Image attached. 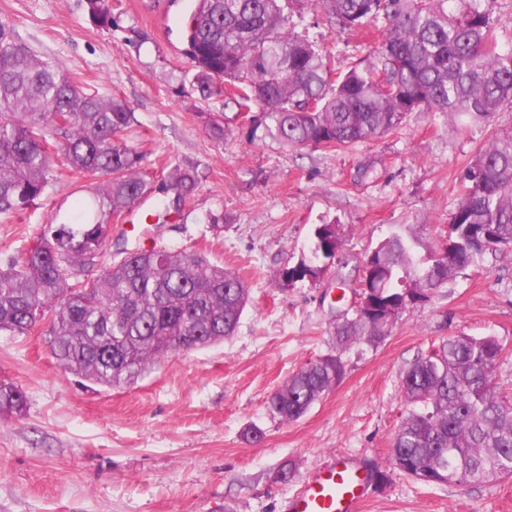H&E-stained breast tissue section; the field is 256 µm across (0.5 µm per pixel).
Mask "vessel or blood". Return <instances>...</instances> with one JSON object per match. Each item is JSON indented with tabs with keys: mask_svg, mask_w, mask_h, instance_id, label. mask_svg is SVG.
<instances>
[{
	"mask_svg": "<svg viewBox=\"0 0 512 512\" xmlns=\"http://www.w3.org/2000/svg\"><path fill=\"white\" fill-rule=\"evenodd\" d=\"M367 477L339 458L310 477L294 495L293 512H360Z\"/></svg>",
	"mask_w": 512,
	"mask_h": 512,
	"instance_id": "obj_1",
	"label": "vessel or blood"
}]
</instances>
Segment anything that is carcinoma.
Listing matches in <instances>:
<instances>
[{
	"label": "carcinoma",
	"instance_id": "obj_1",
	"mask_svg": "<svg viewBox=\"0 0 512 512\" xmlns=\"http://www.w3.org/2000/svg\"><path fill=\"white\" fill-rule=\"evenodd\" d=\"M495 0H200L186 34L196 39L194 86L203 101L224 95L260 112L264 135L288 148H346L395 131L410 112H432L454 129L489 131L460 174L448 219V252L393 233L362 260L375 312L338 310L334 351L308 362L269 399L281 421L303 417L345 372L342 353L375 346L411 304L430 300L488 255L512 256V133L492 129L512 112V32L494 16ZM98 25L112 24L108 0H85ZM338 29L379 34L368 54L333 72L302 12ZM134 121L129 103L79 86L63 65L19 43L0 25V215L32 208L64 166L91 181L89 194L19 257L0 264V332L22 336L49 320L53 356L103 388L132 384L173 353L206 349L234 335L249 289L206 257L154 246L112 244V216L150 190L144 156L119 134ZM52 129L55 141L47 139ZM199 182L175 164L155 189L152 211L165 224ZM349 231L316 225L310 255L285 267L294 284L349 265ZM112 263L85 283L74 273ZM505 346L495 336H452L411 363L403 377L407 412L393 436V468L426 484H483L512 478V402L495 386ZM26 394L0 384V412L20 414Z\"/></svg>",
	"mask_w": 512,
	"mask_h": 512
}]
</instances>
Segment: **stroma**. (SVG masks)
Wrapping results in <instances>:
<instances>
[{"label":"stroma","mask_w":512,"mask_h":512,"mask_svg":"<svg viewBox=\"0 0 512 512\" xmlns=\"http://www.w3.org/2000/svg\"><path fill=\"white\" fill-rule=\"evenodd\" d=\"M193 2L111 0L112 23L102 27L85 0H0V24L21 43L100 97L129 102L135 120L123 139L146 156L148 177L170 164L199 173L172 223L145 225L137 237L116 216L113 239L205 253L249 290L232 339L169 355L112 390L85 388L57 363L47 323L24 336L0 332V384L27 395L22 413H0V512H286L332 457L385 471L370 480L364 512H512V479L426 485L388 462L416 356L460 334L512 347V257L463 271L405 311L378 345L344 352L341 382L299 420L266 409L294 372L332 348L335 275L292 285L280 277L308 252L315 226L348 227L354 266L409 226L428 238L429 226L447 223L459 172L484 132L462 134L413 112L394 132L348 149H284L258 129L257 112L194 91L182 41ZM210 116L223 122V140L211 137ZM84 184L63 171L35 208L0 216V259L20 256L84 196ZM253 427L261 440L250 439Z\"/></svg>","instance_id":"stroma-1"}]
</instances>
